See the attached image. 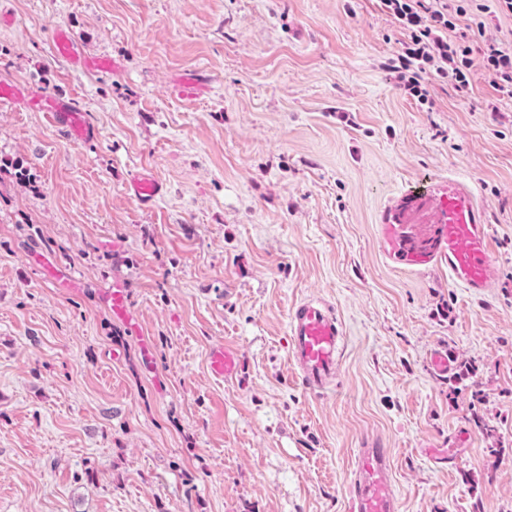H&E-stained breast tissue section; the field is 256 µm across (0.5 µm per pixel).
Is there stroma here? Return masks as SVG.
<instances>
[{
    "instance_id": "35a3bbf8",
    "label": "stroma",
    "mask_w": 512,
    "mask_h": 512,
    "mask_svg": "<svg viewBox=\"0 0 512 512\" xmlns=\"http://www.w3.org/2000/svg\"><path fill=\"white\" fill-rule=\"evenodd\" d=\"M427 4L472 65L463 89L427 68L420 99L387 67L410 30L383 0H0V82L24 92L0 101V512H346L358 448L390 450L400 512H512V86L485 61L512 12ZM59 26L116 70L56 56ZM144 167L148 206L126 190ZM450 177L490 225L481 299L379 242L404 191ZM116 279L138 327L112 315ZM303 299L347 336L316 394L289 355ZM219 341L235 380L207 370ZM440 351L475 373H436ZM30 103L42 112H48L52 123L67 138L75 143H85L95 138V127L87 121L82 112H78L68 100H51L43 103L39 99H31ZM127 192L143 204L152 203L162 192V184L147 169L135 174L127 184Z\"/></svg>"
}]
</instances>
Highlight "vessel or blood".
<instances>
[{
  "label": "vessel or blood",
  "instance_id": "b4317fda",
  "mask_svg": "<svg viewBox=\"0 0 512 512\" xmlns=\"http://www.w3.org/2000/svg\"><path fill=\"white\" fill-rule=\"evenodd\" d=\"M53 43L62 58L77 66L84 63L70 31L56 28ZM40 109L71 141L84 143L95 138V127L72 102L51 100L42 103ZM127 191L149 204L161 194L162 184L144 169L129 180ZM424 206L434 210L436 224L428 242L417 246L410 238V225L404 224L403 219ZM379 240L384 254L394 264L420 270L447 266L449 280L472 296L484 295L495 286L489 224L472 189L458 180L436 183L425 192L402 194L384 213ZM288 333L291 362L306 389L316 391L336 371L344 336L342 325L324 304L305 299L291 309ZM207 366L212 376L230 379L237 372L238 359L229 346L219 344L209 349ZM348 512H399L389 449H357Z\"/></svg>",
  "mask_w": 512,
  "mask_h": 512
}]
</instances>
